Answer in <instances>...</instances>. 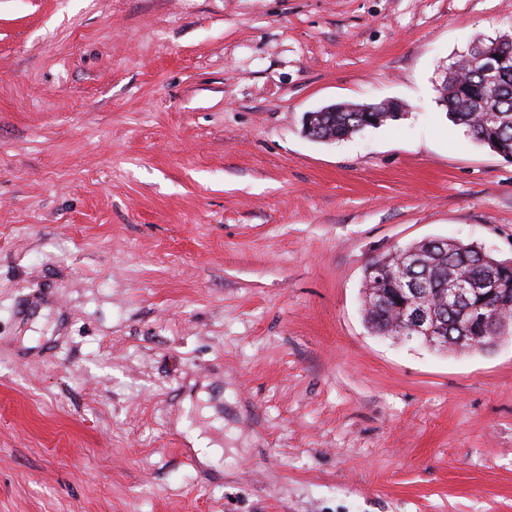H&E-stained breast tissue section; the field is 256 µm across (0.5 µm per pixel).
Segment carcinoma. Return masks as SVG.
<instances>
[{
    "instance_id": "obj_1",
    "label": "carcinoma",
    "mask_w": 512,
    "mask_h": 512,
    "mask_svg": "<svg viewBox=\"0 0 512 512\" xmlns=\"http://www.w3.org/2000/svg\"><path fill=\"white\" fill-rule=\"evenodd\" d=\"M482 80L471 69L451 73L441 90L440 102L448 120L466 128L471 138L505 158L512 157V75L504 80L497 93L481 89ZM397 116L393 112H316L312 124L320 136L344 140L367 128H375ZM419 252L418 264H409L399 270L393 253L372 259L369 265H379L387 274L405 282V289L383 288L372 276L363 279V307L365 320L378 336L398 339L408 336L405 324L406 310L413 296L409 288H426L431 295L434 322L448 337V351L467 352L478 349L490 340L492 333L468 324L463 311L468 304L450 305L445 302L448 277L460 276L480 285L489 278L499 282L501 295L486 304L496 316L507 322L512 330V264L501 260L481 246L448 239H430L401 247V251Z\"/></svg>"
}]
</instances>
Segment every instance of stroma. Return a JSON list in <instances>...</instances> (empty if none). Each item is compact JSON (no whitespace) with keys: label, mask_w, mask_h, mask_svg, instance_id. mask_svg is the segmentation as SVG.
<instances>
[{"label":"stroma","mask_w":512,"mask_h":512,"mask_svg":"<svg viewBox=\"0 0 512 512\" xmlns=\"http://www.w3.org/2000/svg\"><path fill=\"white\" fill-rule=\"evenodd\" d=\"M509 29L512 0H0V512H512V335L437 352L361 307L396 246L512 258V161L438 102ZM388 101L382 106L374 107L367 112H353V110H339L336 106L325 108L321 112H308L314 114L312 124L319 129L320 137L331 140H344L352 137L366 128H375L387 121L397 120L394 112H401L402 106Z\"/></svg>","instance_id":"1"}]
</instances>
